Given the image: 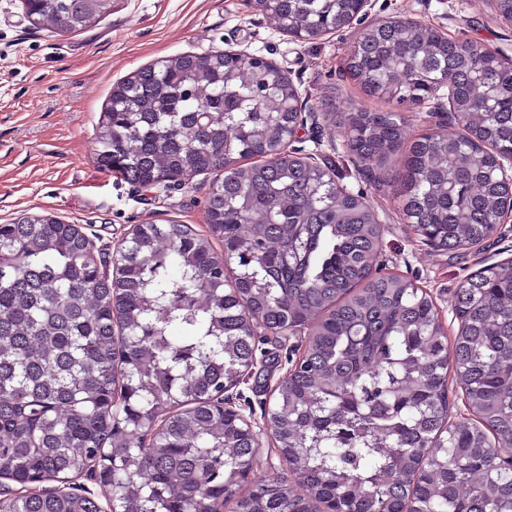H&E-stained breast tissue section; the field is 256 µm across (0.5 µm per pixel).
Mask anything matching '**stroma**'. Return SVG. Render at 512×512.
I'll use <instances>...</instances> for the list:
<instances>
[{
    "label": "stroma",
    "instance_id": "1",
    "mask_svg": "<svg viewBox=\"0 0 512 512\" xmlns=\"http://www.w3.org/2000/svg\"><path fill=\"white\" fill-rule=\"evenodd\" d=\"M392 18L414 19L512 60V24L499 17L492 0H373L360 21L308 41L279 32L249 0H112L111 12L95 27L69 35L33 26L21 0H0V224L51 214L110 248L138 224L176 221L206 233L213 175L149 189L130 184L96 167L97 127L113 85L142 66L221 50L261 55L288 76L313 114L291 148L317 154L339 184L364 197L384 228L383 270L423 287L448 336H455L457 285L483 266L512 260V221L481 246L434 247L402 217L393 184L398 157L382 166L361 162L346 150L345 129L325 119L355 108L388 110V103L366 95L345 60L367 28ZM403 114L409 141L459 129L450 110L435 111L430 101ZM258 340L254 374L229 395L259 428L304 338L263 331Z\"/></svg>",
    "mask_w": 512,
    "mask_h": 512
}]
</instances>
